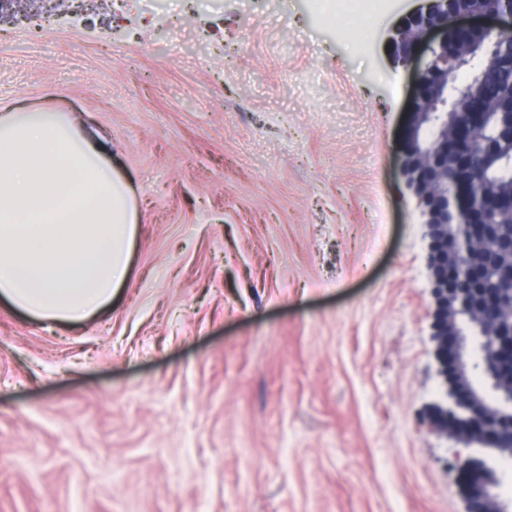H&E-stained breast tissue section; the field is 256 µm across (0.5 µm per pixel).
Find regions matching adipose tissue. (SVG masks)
<instances>
[{
  "label": "adipose tissue",
  "instance_id": "obj_1",
  "mask_svg": "<svg viewBox=\"0 0 512 512\" xmlns=\"http://www.w3.org/2000/svg\"><path fill=\"white\" fill-rule=\"evenodd\" d=\"M127 182L61 112L0 114V301L77 325L130 274Z\"/></svg>",
  "mask_w": 512,
  "mask_h": 512
}]
</instances>
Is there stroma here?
<instances>
[{
	"label": "stroma",
	"instance_id": "obj_1",
	"mask_svg": "<svg viewBox=\"0 0 512 512\" xmlns=\"http://www.w3.org/2000/svg\"><path fill=\"white\" fill-rule=\"evenodd\" d=\"M382 14L196 0L0 56V113H66L134 190L128 283L76 328L0 302V512H463L427 247L398 172L413 83ZM157 5L162 3L165 5V19L169 27L170 34L173 38L177 37L184 31L185 12L176 0H152ZM173 3V6L171 4Z\"/></svg>",
	"mask_w": 512,
	"mask_h": 512
}]
</instances>
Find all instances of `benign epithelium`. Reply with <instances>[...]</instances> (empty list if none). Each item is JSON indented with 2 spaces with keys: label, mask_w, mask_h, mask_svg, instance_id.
Returning <instances> with one entry per match:
<instances>
[{
  "label": "benign epithelium",
  "mask_w": 512,
  "mask_h": 512,
  "mask_svg": "<svg viewBox=\"0 0 512 512\" xmlns=\"http://www.w3.org/2000/svg\"><path fill=\"white\" fill-rule=\"evenodd\" d=\"M484 0H426L404 16L390 37L395 61L418 63L400 149V176L416 202L427 242L432 295L431 340L440 398L428 406L433 429L465 448L497 453L512 447V224H490L474 203L469 154L480 143L497 163L512 164V88L472 105L484 69L475 59L512 72V8L488 12ZM466 79H460L464 71ZM458 174L448 190V170ZM512 216V188L486 185ZM462 208L460 245L448 247L456 225L448 210ZM492 243V279L509 288L455 294L448 279L455 268L483 272L484 248ZM492 311L493 318L479 317ZM464 512H507L491 491V469L469 455L457 457Z\"/></svg>",
  "instance_id": "benign-epithelium-1"
}]
</instances>
